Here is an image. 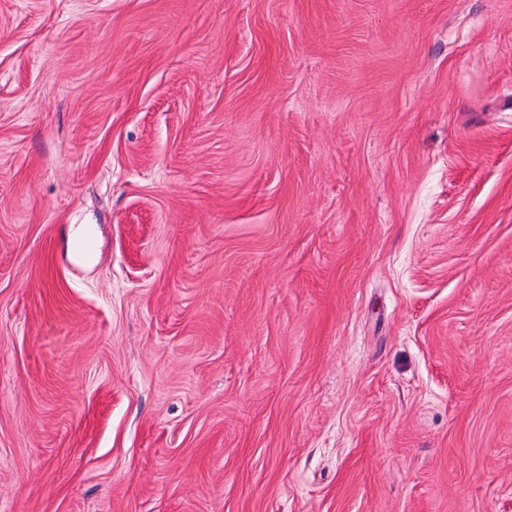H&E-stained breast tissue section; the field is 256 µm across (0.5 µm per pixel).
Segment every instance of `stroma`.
Instances as JSON below:
<instances>
[{
  "label": "stroma",
  "instance_id": "1",
  "mask_svg": "<svg viewBox=\"0 0 512 512\" xmlns=\"http://www.w3.org/2000/svg\"><path fill=\"white\" fill-rule=\"evenodd\" d=\"M0 512H512V0H0Z\"/></svg>",
  "mask_w": 512,
  "mask_h": 512
}]
</instances>
